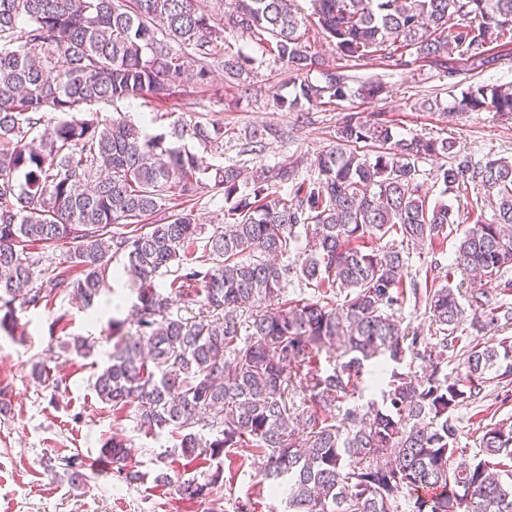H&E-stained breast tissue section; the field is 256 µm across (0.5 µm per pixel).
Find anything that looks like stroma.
<instances>
[{"label":"stroma","mask_w":512,"mask_h":512,"mask_svg":"<svg viewBox=\"0 0 512 512\" xmlns=\"http://www.w3.org/2000/svg\"><path fill=\"white\" fill-rule=\"evenodd\" d=\"M270 35L229 31L224 48L242 52L249 59L244 82L225 81L223 71H215L210 83H181L175 94L160 101L149 96L91 105L94 118L105 121L119 116L134 123L149 119L153 132L168 130L170 124H218L224 128L222 147H209L190 140L189 148L207 163L235 165L251 172L277 163H295L299 175L316 179L319 153L336 143V130L349 113L367 121L384 118L396 138L415 136L453 137L459 146L484 162L512 157V115L494 109L481 112L450 113L445 102L460 96L468 86L512 83V58L476 70L461 71L450 78L438 69L416 71L388 69L376 60H365L349 69L351 87L375 80L386 84L388 93L374 99L349 97L333 105L298 112L280 106V98L292 97L294 79L286 65L272 51ZM439 97L436 110L423 107L424 99ZM272 127L281 130L278 138L265 141L262 151H248L253 129ZM477 188L467 194L445 193L435 185L430 202L452 206L457 222L440 245L411 249L408 270L418 281L433 280L443 285L437 265H449L459 240L474 224L470 202ZM185 207L193 209L211 235L224 223L228 205L223 194L198 187L193 196L183 197ZM123 257L110 264L104 299L111 308L86 309L71 293H62L36 308L17 310L19 334H0V512H238L249 503L251 512H286L284 496H270L262 486L264 459L246 448L224 461V481L206 498L184 500L173 486L155 483L160 469L170 474L203 476L215 468L201 456L187 460L175 451L169 433L156 436L140 430L133 412L115 416L109 405L97 398L93 383L108 361L117 336L113 319L124 322L123 334L134 333L126 318L134 299L127 276L122 273ZM96 341L91 357L70 353L73 338ZM52 369L49 381L31 375L35 363ZM459 430L458 445L467 459L479 451V439L487 424L512 422V383H492L483 400L463 405L455 413ZM124 439L129 451V466L144 474L141 482L127 483L101 451L112 436ZM83 462L87 483L74 488L57 480L52 469L68 457Z\"/></svg>","instance_id":"1"}]
</instances>
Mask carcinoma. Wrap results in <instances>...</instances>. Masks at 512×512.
<instances>
[{
	"label": "carcinoma",
	"mask_w": 512,
	"mask_h": 512,
	"mask_svg": "<svg viewBox=\"0 0 512 512\" xmlns=\"http://www.w3.org/2000/svg\"><path fill=\"white\" fill-rule=\"evenodd\" d=\"M201 0H0V333L15 335V302L38 307L72 292L86 308L106 288L111 260L122 256L136 286L135 334L121 338L96 376L93 390L112 409H134L146 434L180 439L184 457H209L204 480L155 481L175 486L186 500L208 496L224 478L222 456L253 448L266 458L263 480L286 494L288 512H512V423L484 427L483 459L451 465L459 453L455 410L484 398L490 380L512 376V337L482 340L488 327L512 322V307L476 280L512 271V160L480 163L452 137L397 139L388 122L348 114L336 146L317 159L318 177L299 179L295 166L257 169L251 192L236 197L241 171L208 164L169 139L189 135L213 144L224 127L151 133L125 119H79L101 101L151 96L166 99L177 83L204 85L213 67L239 79L243 54L224 53L227 30L268 33L274 52L300 78L320 70L322 83L303 80L292 108L312 109L351 93L345 66L323 68L312 51L296 0H229L222 22ZM321 33L337 60L374 56L395 69L438 68L448 76L512 56V0H312ZM512 115V84L471 85L450 109ZM61 115L43 123L39 113ZM445 158L433 174L444 191L482 188L475 208L493 207L461 238L448 265V285L425 288V311L435 325L425 336L402 327L394 313L406 299L404 250L373 239L398 236L412 247L448 237L455 212L429 203L419 162ZM234 200V221L213 232L205 248L213 265L186 266L203 227L192 209L166 211L163 202L188 196L202 183ZM288 185L270 198L268 186ZM121 230H112L113 226ZM310 231L298 264H278ZM65 248L66 267L33 286L26 251L33 245ZM176 267L171 291L200 305L196 320L170 315L169 297L154 285ZM297 278L340 303L289 300ZM476 332L467 343L464 323ZM336 359L329 374L316 357ZM461 378H440L448 353ZM411 354L428 362L422 374L390 375L382 405L370 402L332 413L362 395L365 363H402ZM302 392L305 410L293 405ZM217 429L202 440L195 427L206 417ZM104 451L125 481L141 479L128 466V449L114 436ZM507 474L511 482L502 481ZM55 476L74 487L87 480L76 458Z\"/></svg>",
	"instance_id": "obj_1"
}]
</instances>
